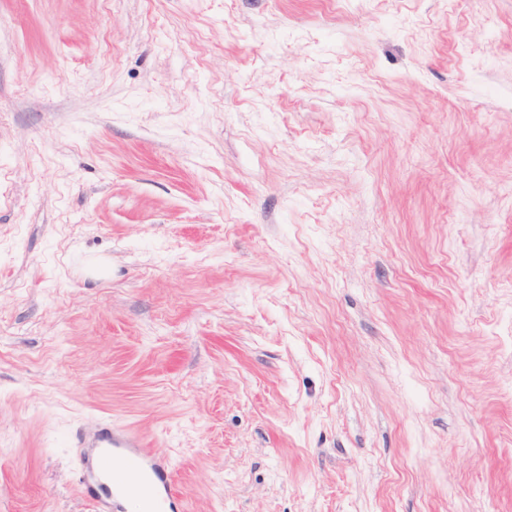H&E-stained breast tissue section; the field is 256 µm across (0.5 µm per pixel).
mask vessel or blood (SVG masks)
Wrapping results in <instances>:
<instances>
[{
  "label": "vessel or blood",
  "mask_w": 512,
  "mask_h": 512,
  "mask_svg": "<svg viewBox=\"0 0 512 512\" xmlns=\"http://www.w3.org/2000/svg\"><path fill=\"white\" fill-rule=\"evenodd\" d=\"M81 448L79 465L86 481L107 487L113 507L130 512H174V488L167 460L150 456L139 439L103 424L74 435Z\"/></svg>",
  "instance_id": "obj_1"
}]
</instances>
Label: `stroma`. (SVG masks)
<instances>
[{
	"mask_svg": "<svg viewBox=\"0 0 512 512\" xmlns=\"http://www.w3.org/2000/svg\"><path fill=\"white\" fill-rule=\"evenodd\" d=\"M512 512V0H0V512ZM74 439L75 448H84L79 457L84 479L109 489L113 511L118 507L117 512L125 511L126 503L131 512H174L171 466L167 460L150 456L136 436L105 423L77 431ZM119 460H123V468L113 466ZM99 500L101 508L96 505V511H112L110 503Z\"/></svg>",
	"mask_w": 512,
	"mask_h": 512,
	"instance_id": "35a3bbf8",
	"label": "stroma"
}]
</instances>
